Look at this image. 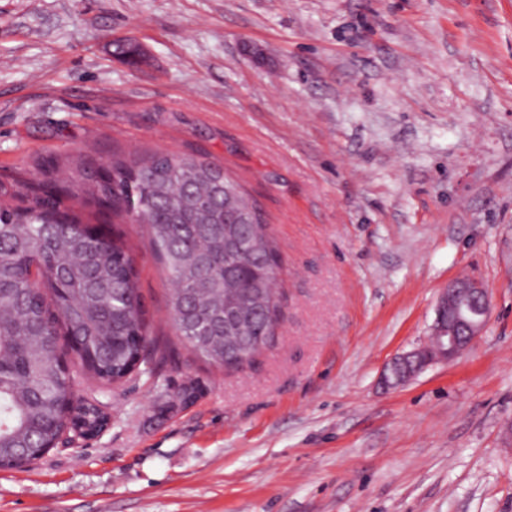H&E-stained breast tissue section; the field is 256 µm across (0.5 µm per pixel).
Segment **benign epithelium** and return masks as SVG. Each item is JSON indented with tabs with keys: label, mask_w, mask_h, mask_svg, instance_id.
I'll list each match as a JSON object with an SVG mask.
<instances>
[{
	"label": "benign epithelium",
	"mask_w": 512,
	"mask_h": 512,
	"mask_svg": "<svg viewBox=\"0 0 512 512\" xmlns=\"http://www.w3.org/2000/svg\"><path fill=\"white\" fill-rule=\"evenodd\" d=\"M489 316L486 285L469 278L449 282L437 303L431 333L433 347L417 348L396 358L383 374L384 383L401 386L436 361L454 360L484 331Z\"/></svg>",
	"instance_id": "obj_1"
}]
</instances>
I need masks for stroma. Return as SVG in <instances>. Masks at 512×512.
<instances>
[{
    "label": "stroma",
    "instance_id": "1",
    "mask_svg": "<svg viewBox=\"0 0 512 512\" xmlns=\"http://www.w3.org/2000/svg\"><path fill=\"white\" fill-rule=\"evenodd\" d=\"M155 152L257 203L275 339L237 370L198 360L145 226L121 224L154 358L96 393L62 343L112 425L0 469V512H512V0H0L8 203L43 161ZM458 277L489 288L485 331L383 388Z\"/></svg>",
    "mask_w": 512,
    "mask_h": 512
}]
</instances>
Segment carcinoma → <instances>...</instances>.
Returning a JSON list of instances; mask_svg holds the SVG:
<instances>
[{
	"instance_id": "cac0c4a2",
	"label": "carcinoma",
	"mask_w": 512,
	"mask_h": 512,
	"mask_svg": "<svg viewBox=\"0 0 512 512\" xmlns=\"http://www.w3.org/2000/svg\"><path fill=\"white\" fill-rule=\"evenodd\" d=\"M39 165L25 208L0 202V468H22L68 433L92 439L110 414L57 369L58 340L81 346L88 379L112 386L152 359L134 259L117 229L100 237L61 197L148 228L171 284L177 333L221 369L256 356L282 316V264L262 213L224 167L190 155L116 156L94 175L78 160Z\"/></svg>"
}]
</instances>
